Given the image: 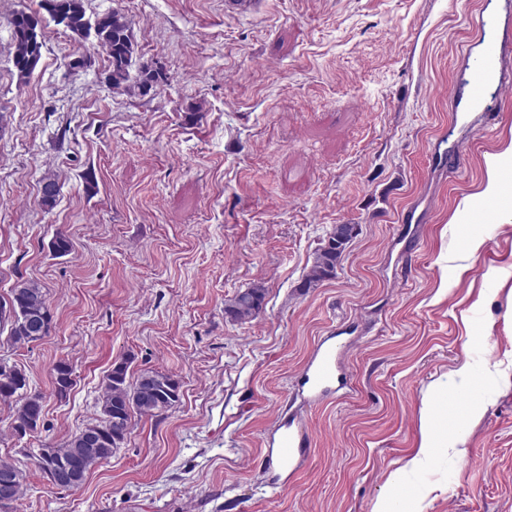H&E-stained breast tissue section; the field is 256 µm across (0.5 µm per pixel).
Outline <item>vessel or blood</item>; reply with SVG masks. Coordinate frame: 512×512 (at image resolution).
Here are the masks:
<instances>
[{
	"label": "vessel or blood",
	"mask_w": 512,
	"mask_h": 512,
	"mask_svg": "<svg viewBox=\"0 0 512 512\" xmlns=\"http://www.w3.org/2000/svg\"><path fill=\"white\" fill-rule=\"evenodd\" d=\"M512 53V46L505 42H484L481 50L466 49L462 63L466 79L448 98L451 112L462 110L481 113L484 127L499 121V111L489 100L491 88L512 85V74L506 72L501 61ZM341 350L336 342L321 344L301 375V387L309 399L320 400L336 392L343 382V371L338 360ZM275 456L271 461L274 475L273 487H281L282 475H294L308 459L310 436L308 430L295 420L280 422L273 439Z\"/></svg>",
	"instance_id": "1"
}]
</instances>
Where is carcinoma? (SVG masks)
<instances>
[{"label": "carcinoma", "mask_w": 512, "mask_h": 512, "mask_svg": "<svg viewBox=\"0 0 512 512\" xmlns=\"http://www.w3.org/2000/svg\"><path fill=\"white\" fill-rule=\"evenodd\" d=\"M61 12L65 30L82 40L93 39L106 52L112 75V87L118 91L137 90L147 93L157 82L156 74L144 66L135 67L136 48L131 27L124 15L115 10H106L94 16L87 14L84 0H40L39 10L16 11L10 19V38L13 44V67L17 77L24 80L38 67L44 47L43 35L27 32L28 21L37 17L44 28L56 22V12ZM42 205L52 207L59 195L56 179H43ZM345 229L338 224L324 240L318 250L306 278L305 287L315 288L335 275L336 264L342 252L336 250V242ZM16 295L17 319L0 320V329H8V340L15 345H26L37 341L26 326L30 316L40 317L49 313L47 291L36 281L21 280L13 287ZM266 292L261 287L250 288L236 294L225 306V313L237 322L255 318L265 304ZM130 361L121 360L113 364L106 375L101 397L100 414L109 423V432L101 434L98 445L88 447L83 433H75L66 444L57 448H42L34 465L42 472L57 469L78 461L83 474L109 460L120 448L119 439L127 436L134 415L159 416L173 408L180 400L179 383L170 374L156 370H144L135 382L128 381ZM74 371L65 361L53 367L54 395L65 399L75 386ZM26 374L19 368L9 372L0 371V399H16L11 431L20 437L29 429L40 425L43 417V398L28 392Z\"/></svg>", "instance_id": "carcinoma-1"}]
</instances>
